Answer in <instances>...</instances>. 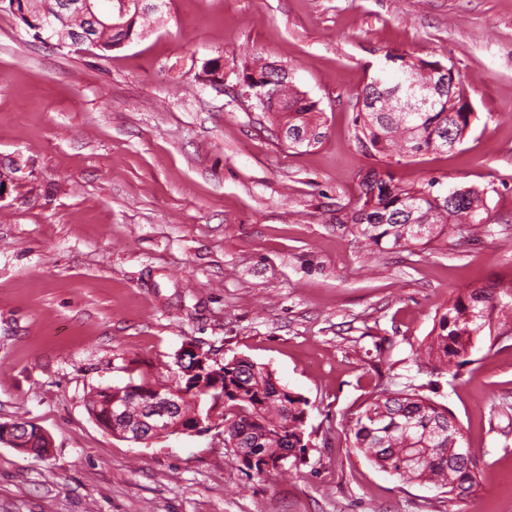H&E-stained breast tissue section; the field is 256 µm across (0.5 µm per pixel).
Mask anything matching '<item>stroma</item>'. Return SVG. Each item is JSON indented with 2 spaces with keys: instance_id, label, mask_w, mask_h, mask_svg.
<instances>
[{
  "instance_id": "1",
  "label": "stroma",
  "mask_w": 512,
  "mask_h": 512,
  "mask_svg": "<svg viewBox=\"0 0 512 512\" xmlns=\"http://www.w3.org/2000/svg\"><path fill=\"white\" fill-rule=\"evenodd\" d=\"M168 3L106 52L0 9V424L50 439L42 457L0 442V512H512V325L456 377L416 355L473 288L512 308V0ZM390 51L452 67L476 115L457 150L402 158L396 180L479 188L489 221L382 251L350 221L380 165L352 103ZM255 54L317 101L319 143L281 144L239 101L234 65ZM188 343L306 398L305 459L259 477L220 425L149 443L97 425L96 390L180 385ZM409 387L461 425L466 501L353 447L363 404Z\"/></svg>"
}]
</instances>
